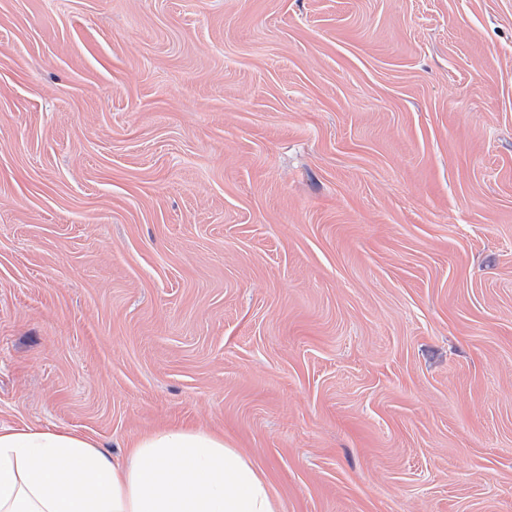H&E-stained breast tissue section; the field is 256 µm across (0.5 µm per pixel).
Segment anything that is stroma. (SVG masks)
Wrapping results in <instances>:
<instances>
[{"label":"stroma","instance_id":"stroma-1","mask_svg":"<svg viewBox=\"0 0 512 512\" xmlns=\"http://www.w3.org/2000/svg\"><path fill=\"white\" fill-rule=\"evenodd\" d=\"M19 426L512 512V0H0Z\"/></svg>","mask_w":512,"mask_h":512}]
</instances>
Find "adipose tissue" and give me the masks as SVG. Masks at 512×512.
<instances>
[{"label": "adipose tissue", "instance_id": "adipose-tissue-1", "mask_svg": "<svg viewBox=\"0 0 512 512\" xmlns=\"http://www.w3.org/2000/svg\"><path fill=\"white\" fill-rule=\"evenodd\" d=\"M0 512H279L221 434L163 428L115 462L76 432L0 428Z\"/></svg>", "mask_w": 512, "mask_h": 512}]
</instances>
